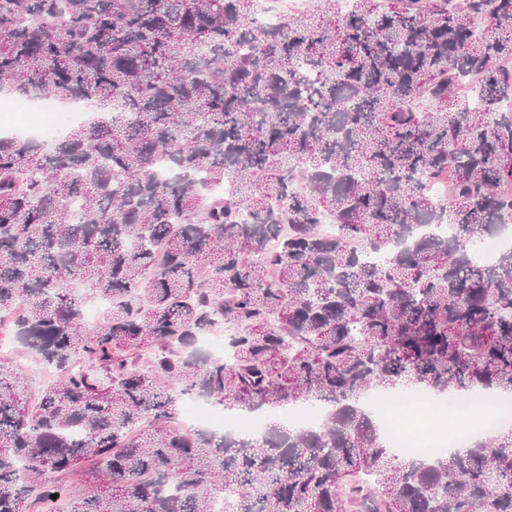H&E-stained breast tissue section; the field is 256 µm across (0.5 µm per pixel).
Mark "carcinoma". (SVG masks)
Wrapping results in <instances>:
<instances>
[{
	"instance_id": "1",
	"label": "carcinoma",
	"mask_w": 512,
	"mask_h": 512,
	"mask_svg": "<svg viewBox=\"0 0 512 512\" xmlns=\"http://www.w3.org/2000/svg\"><path fill=\"white\" fill-rule=\"evenodd\" d=\"M320 2L0 0V93L103 114L0 137V315L55 375L0 360V512H512L511 431L427 464L363 409L512 392V251L473 253L512 224V0ZM190 399L326 411L217 436ZM316 1L308 0L306 9L298 13L305 6L304 0H257V17L262 26L274 27L279 23L283 13L287 11L299 14L294 16L309 17L316 12Z\"/></svg>"
}]
</instances>
